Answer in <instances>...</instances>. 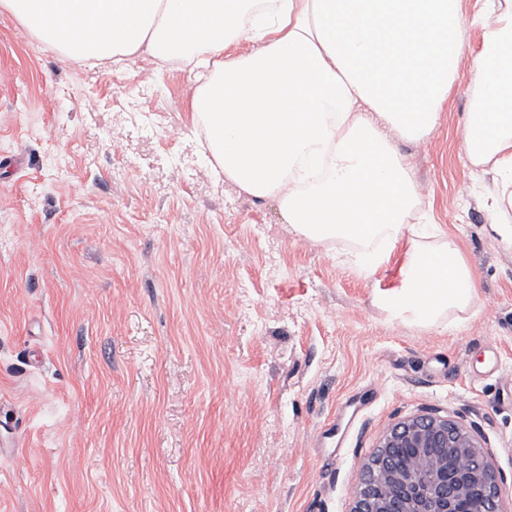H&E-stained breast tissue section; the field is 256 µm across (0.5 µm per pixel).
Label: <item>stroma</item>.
<instances>
[{
	"mask_svg": "<svg viewBox=\"0 0 512 512\" xmlns=\"http://www.w3.org/2000/svg\"><path fill=\"white\" fill-rule=\"evenodd\" d=\"M195 86L0 14V512H351L382 431L428 408L479 427L512 495V248L460 151L473 71L396 141L476 276L453 333L373 305L397 262L361 277L215 176Z\"/></svg>",
	"mask_w": 512,
	"mask_h": 512,
	"instance_id": "obj_1",
	"label": "stroma"
}]
</instances>
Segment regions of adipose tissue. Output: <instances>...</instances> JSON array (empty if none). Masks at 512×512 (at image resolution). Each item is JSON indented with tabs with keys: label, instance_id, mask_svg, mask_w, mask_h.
I'll return each instance as SVG.
<instances>
[{
	"label": "adipose tissue",
	"instance_id": "obj_1",
	"mask_svg": "<svg viewBox=\"0 0 512 512\" xmlns=\"http://www.w3.org/2000/svg\"><path fill=\"white\" fill-rule=\"evenodd\" d=\"M475 4L492 20L477 51L461 0H0V12L69 61L208 68L192 109L215 173L274 199L297 236L348 242L364 275L406 242L397 283L375 304L390 320L453 332L478 303L474 272L434 226L410 223L419 187L385 130L431 136L471 58L479 100L461 148L492 163L488 218L512 245V0Z\"/></svg>",
	"mask_w": 512,
	"mask_h": 512
}]
</instances>
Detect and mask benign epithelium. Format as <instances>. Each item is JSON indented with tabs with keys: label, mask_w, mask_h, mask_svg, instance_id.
I'll return each mask as SVG.
<instances>
[{
	"label": "benign epithelium",
	"mask_w": 512,
	"mask_h": 512,
	"mask_svg": "<svg viewBox=\"0 0 512 512\" xmlns=\"http://www.w3.org/2000/svg\"><path fill=\"white\" fill-rule=\"evenodd\" d=\"M503 485L477 429L430 410L381 434L351 512H503Z\"/></svg>",
	"instance_id": "1"
}]
</instances>
